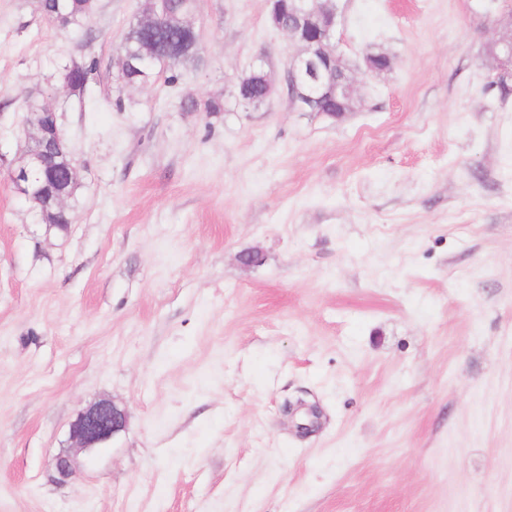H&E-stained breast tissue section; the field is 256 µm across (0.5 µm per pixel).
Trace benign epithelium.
<instances>
[{
  "label": "benign epithelium",
  "mask_w": 512,
  "mask_h": 512,
  "mask_svg": "<svg viewBox=\"0 0 512 512\" xmlns=\"http://www.w3.org/2000/svg\"><path fill=\"white\" fill-rule=\"evenodd\" d=\"M142 16L146 28L155 32L165 27L169 14L166 0H146ZM300 7L283 15L270 18L271 24L288 36L296 47L286 76L288 91L300 108L313 107L315 100L330 97L338 101H351L354 96L353 80L343 78L346 63L336 48L338 8L336 0H299ZM502 51L495 56L493 70L503 78L512 74V43L500 40ZM179 48L168 43L148 41L147 53L152 57H169ZM53 120L45 131L46 143L51 148L67 146L57 113L50 112ZM48 151L27 148L22 164L10 170V180L17 194L35 209L53 204L65 207L67 194L52 184L54 170L49 168ZM40 172L46 181L39 187L30 183V174ZM127 413L109 400L95 402L82 409L70 428L74 447L89 454L100 453L112 447L113 441L125 429Z\"/></svg>",
  "instance_id": "7a95c632"
}]
</instances>
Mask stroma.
I'll list each match as a JSON object with an SVG mask.
<instances>
[{"label": "stroma", "instance_id": "35a3bbf8", "mask_svg": "<svg viewBox=\"0 0 512 512\" xmlns=\"http://www.w3.org/2000/svg\"><path fill=\"white\" fill-rule=\"evenodd\" d=\"M96 4L0 0V512H512V78L485 90L512 5L338 0L333 120L289 96L268 0H200L195 60L146 86L117 70L146 0ZM261 54L252 110L229 79ZM34 98L78 173L64 233L8 179ZM102 399L126 429L78 451ZM46 19L64 28L83 27L95 12V0H41ZM127 413L109 400L95 402L82 409L70 428L74 448L89 454L111 448L125 429Z\"/></svg>", "mask_w": 512, "mask_h": 512}]
</instances>
